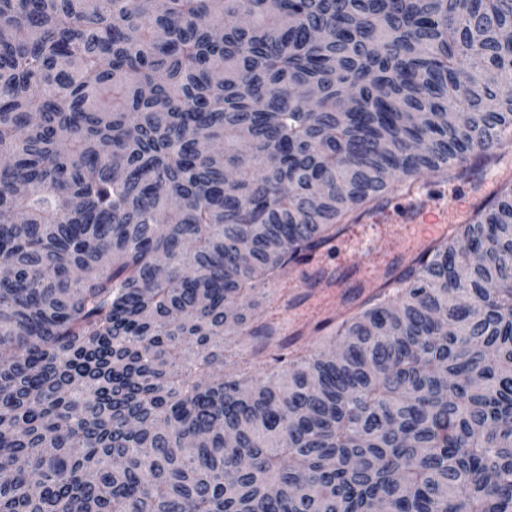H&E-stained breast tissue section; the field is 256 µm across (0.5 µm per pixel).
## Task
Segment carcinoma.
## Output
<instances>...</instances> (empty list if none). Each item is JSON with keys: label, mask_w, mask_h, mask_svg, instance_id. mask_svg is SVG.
<instances>
[{"label": "carcinoma", "mask_w": 512, "mask_h": 512, "mask_svg": "<svg viewBox=\"0 0 512 512\" xmlns=\"http://www.w3.org/2000/svg\"><path fill=\"white\" fill-rule=\"evenodd\" d=\"M512 0H0V512H512V181L325 347L215 375L397 187L512 152Z\"/></svg>", "instance_id": "cac0c4a2"}]
</instances>
